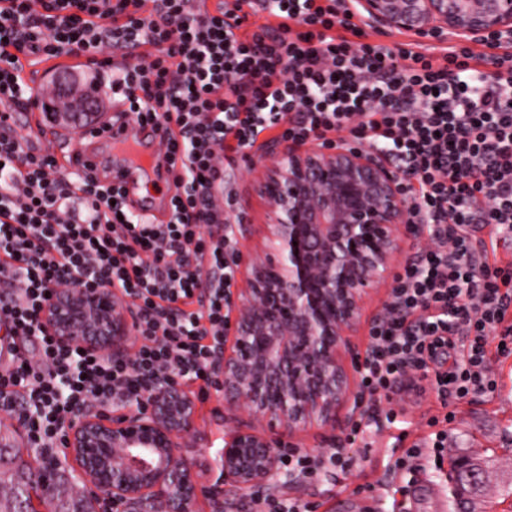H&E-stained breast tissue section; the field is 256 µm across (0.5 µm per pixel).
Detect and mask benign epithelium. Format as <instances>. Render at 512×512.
Here are the masks:
<instances>
[{"label": "benign epithelium", "instance_id": "obj_1", "mask_svg": "<svg viewBox=\"0 0 512 512\" xmlns=\"http://www.w3.org/2000/svg\"><path fill=\"white\" fill-rule=\"evenodd\" d=\"M374 28L457 41L512 40V0H356ZM98 99L57 100L48 123L67 135L107 125ZM258 191L271 251L256 257L244 285L231 289L229 325L219 359L224 402L266 422L224 433L219 476L198 483L182 453L195 430L196 401L164 383L146 403L119 414L84 410L66 424L65 460L76 466L78 490L97 512H197L200 497L220 507L224 485L238 494L258 485L296 484L281 471L280 438L336 423L349 405L344 360L362 303L386 281L419 226L407 224L408 176L369 150L276 139L257 153ZM137 315L117 288H60L40 314L41 327L69 343L112 357L131 352ZM458 472L469 485L480 471L468 459ZM27 512H44L40 470L30 469Z\"/></svg>", "mask_w": 512, "mask_h": 512}]
</instances>
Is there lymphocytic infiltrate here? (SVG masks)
<instances>
[{
    "label": "lymphocytic infiltrate",
    "mask_w": 512,
    "mask_h": 512,
    "mask_svg": "<svg viewBox=\"0 0 512 512\" xmlns=\"http://www.w3.org/2000/svg\"><path fill=\"white\" fill-rule=\"evenodd\" d=\"M350 0H0V102L29 105L23 58L74 56L104 71L131 118L168 136L179 188L168 223L132 213L125 193L67 173L51 149L0 133V413L59 467L66 423L97 406L139 405L162 382L220 387L224 301L234 285L224 207L235 157L267 130L302 141H353L415 174L409 223L427 249L397 274L357 371L369 399L410 373L441 404L493 390L489 338L512 349V261L489 259L477 231L512 235V50L481 77L473 46L433 50L367 42ZM268 15L265 23L257 15ZM130 48L124 67L111 52ZM120 289L140 312L124 358L63 344L39 316L55 289ZM326 458L286 449L311 481Z\"/></svg>",
    "instance_id": "obj_1"
}]
</instances>
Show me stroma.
<instances>
[{"label": "stroma", "mask_w": 512, "mask_h": 512, "mask_svg": "<svg viewBox=\"0 0 512 512\" xmlns=\"http://www.w3.org/2000/svg\"><path fill=\"white\" fill-rule=\"evenodd\" d=\"M253 149H243L236 157L234 213L249 227L247 237L239 239L241 251L235 268L236 281H244L252 254L265 244V208L256 188L258 174L253 169ZM490 369L496 380L493 391L470 396L454 407L456 417L448 426V449L442 462H435L431 452H423L417 461L419 472L442 493L448 494V512H512V355H491ZM389 408L408 421L409 438L428 440L432 417L444 410L428 381L421 375L404 380L390 394ZM358 404L341 411L335 426H313L296 434L294 444L313 453L337 447L349 430L351 420L360 418ZM229 411L216 396L197 402L196 432L185 450L196 461L201 482L217 474V452L223 447ZM397 429L382 432L369 430L362 441L349 447L352 459L346 473L326 474L312 484L284 486L275 497L296 499L310 504L312 512H340L339 503L354 500L360 512H398L400 495L396 486L385 479L384 472L393 454ZM468 457L484 464L483 480L478 491L463 497L454 496L453 465Z\"/></svg>", "instance_id": "35a3bbf8"}]
</instances>
